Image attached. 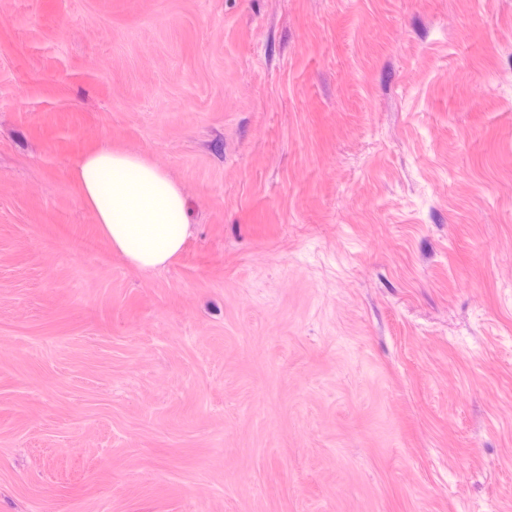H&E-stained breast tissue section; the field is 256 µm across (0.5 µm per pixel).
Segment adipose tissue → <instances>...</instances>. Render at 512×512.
<instances>
[{
    "label": "adipose tissue",
    "instance_id": "1",
    "mask_svg": "<svg viewBox=\"0 0 512 512\" xmlns=\"http://www.w3.org/2000/svg\"><path fill=\"white\" fill-rule=\"evenodd\" d=\"M76 177L83 204L112 247L135 267H167L191 234L188 202L157 163L108 147L87 154Z\"/></svg>",
    "mask_w": 512,
    "mask_h": 512
}]
</instances>
